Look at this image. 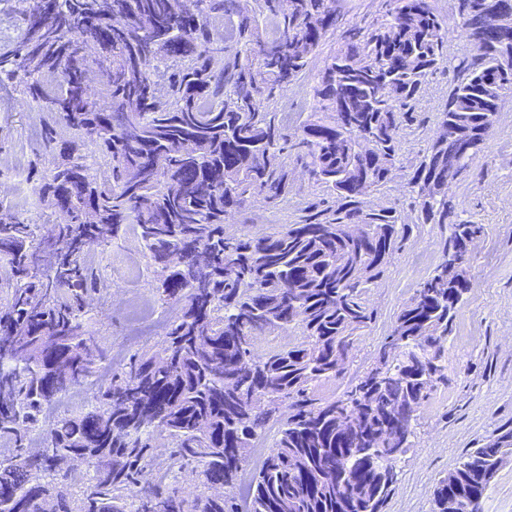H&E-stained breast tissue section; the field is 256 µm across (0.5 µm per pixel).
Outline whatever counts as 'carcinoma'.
Listing matches in <instances>:
<instances>
[{
  "label": "carcinoma",
  "instance_id": "obj_1",
  "mask_svg": "<svg viewBox=\"0 0 512 512\" xmlns=\"http://www.w3.org/2000/svg\"><path fill=\"white\" fill-rule=\"evenodd\" d=\"M22 2L17 36L0 49V89L39 114L25 181L47 207L36 223L0 201V487L16 489L0 512H241L232 488L272 431L247 512H386L416 413L448 382L447 342L481 233L454 219L448 183L512 97V18L505 41L484 37L512 0H449L473 53L410 176L417 223L449 228L442 262L339 399L317 397L318 387L343 374L371 328L368 294L411 230L364 197L391 179L413 104L445 61L446 18L387 0L370 30L349 26L314 87V111L291 126L267 103L322 46L324 32L306 39L309 24L328 16L335 31L344 0ZM290 150L322 196L297 224L227 234V214L296 194L276 162ZM128 230L146 250L157 301L179 314L85 408L48 425L58 395L91 383L106 358L87 325L111 296L85 244ZM263 336L292 340L257 359ZM261 387L273 396L265 408L251 398ZM73 455L86 461L79 483L57 463ZM509 457L512 426L437 483L433 512H448L450 499L483 512ZM188 473L191 498L179 485Z\"/></svg>",
  "mask_w": 512,
  "mask_h": 512
}]
</instances>
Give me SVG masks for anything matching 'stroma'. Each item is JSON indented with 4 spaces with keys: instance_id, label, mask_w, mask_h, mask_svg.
I'll use <instances>...</instances> for the list:
<instances>
[{
    "instance_id": "obj_1",
    "label": "stroma",
    "mask_w": 512,
    "mask_h": 512,
    "mask_svg": "<svg viewBox=\"0 0 512 512\" xmlns=\"http://www.w3.org/2000/svg\"><path fill=\"white\" fill-rule=\"evenodd\" d=\"M344 42L343 29L329 35L312 58L307 71L270 103L282 114L308 112L313 106V87L326 59ZM471 45L456 25H449L446 66L433 77L415 105L419 123L404 132L400 157L392 180L383 191L369 196L370 206L395 208L402 217L415 214V198L409 186V162L428 148L438 131L439 114L454 86L459 60L470 55ZM35 115L21 104L0 107V158L23 154L33 159L38 150L34 137L18 135V128H32ZM449 193L459 219L482 225L466 268L472 284L459 304L455 327L448 339V384L434 391L418 410L412 446L396 463L399 480L388 512H431L432 493L460 458L479 447L496 428L512 425V100H506L484 151L473 170L460 176ZM300 196L275 209H254L250 221L241 216L233 227L247 226L262 233L275 224H293L301 215ZM448 234L439 224H423L405 240L369 295L376 312L371 329L356 342L341 378L324 383L318 394L342 396L348 378L363 373L375 360L378 345L391 329L394 314L442 259ZM102 288L112 297L106 311L93 313L89 330L98 343L119 356L113 371L138 353L125 339L122 313L124 289L102 277Z\"/></svg>"
}]
</instances>
